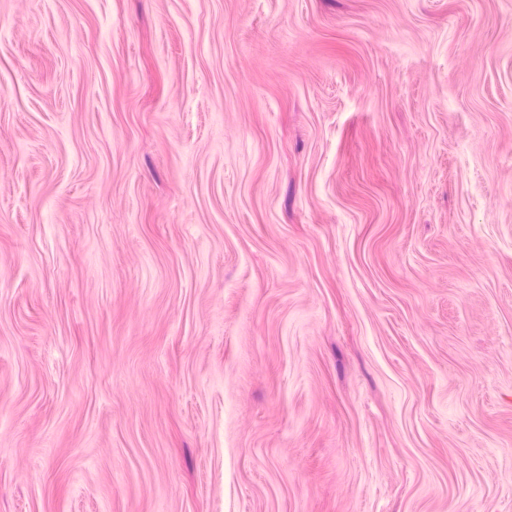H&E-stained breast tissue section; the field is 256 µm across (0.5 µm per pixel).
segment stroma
<instances>
[{
    "instance_id": "1",
    "label": "stroma",
    "mask_w": 512,
    "mask_h": 512,
    "mask_svg": "<svg viewBox=\"0 0 512 512\" xmlns=\"http://www.w3.org/2000/svg\"><path fill=\"white\" fill-rule=\"evenodd\" d=\"M0 512H512V0H0Z\"/></svg>"
}]
</instances>
